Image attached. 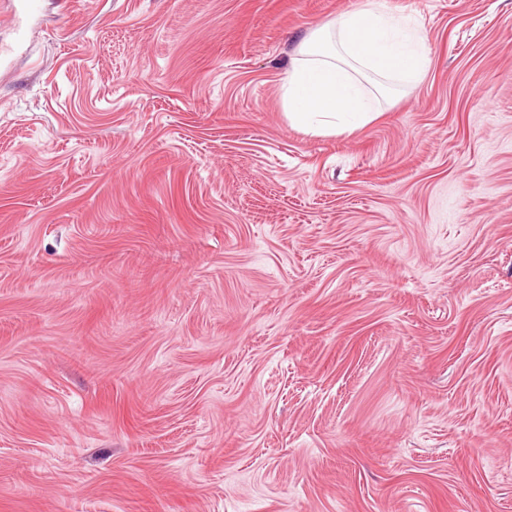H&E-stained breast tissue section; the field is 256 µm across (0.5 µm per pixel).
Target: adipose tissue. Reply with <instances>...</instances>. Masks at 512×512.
<instances>
[{
  "mask_svg": "<svg viewBox=\"0 0 512 512\" xmlns=\"http://www.w3.org/2000/svg\"><path fill=\"white\" fill-rule=\"evenodd\" d=\"M285 79L291 123L315 134H342L373 120L391 90L385 79L411 86L428 62L425 40L391 13L387 0H360L326 20L305 41Z\"/></svg>",
  "mask_w": 512,
  "mask_h": 512,
  "instance_id": "1",
  "label": "adipose tissue"
}]
</instances>
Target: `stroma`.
Here are the masks:
<instances>
[{
    "mask_svg": "<svg viewBox=\"0 0 512 512\" xmlns=\"http://www.w3.org/2000/svg\"><path fill=\"white\" fill-rule=\"evenodd\" d=\"M291 125L356 0H0V512H512V0Z\"/></svg>",
    "mask_w": 512,
    "mask_h": 512,
    "instance_id": "stroma-1",
    "label": "stroma"
}]
</instances>
